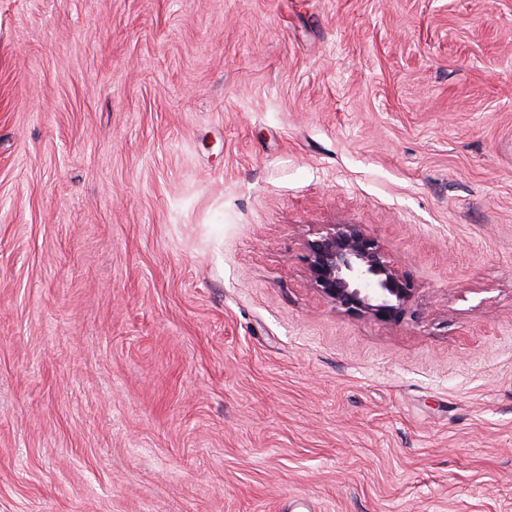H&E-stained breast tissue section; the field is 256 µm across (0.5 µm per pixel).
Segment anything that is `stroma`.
<instances>
[{"label":"stroma","mask_w":512,"mask_h":512,"mask_svg":"<svg viewBox=\"0 0 512 512\" xmlns=\"http://www.w3.org/2000/svg\"><path fill=\"white\" fill-rule=\"evenodd\" d=\"M0 512H512V0H0ZM309 279L336 310L396 322L416 288L364 224H324L305 244Z\"/></svg>","instance_id":"1"}]
</instances>
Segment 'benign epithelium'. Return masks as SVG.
I'll list each match as a JSON object with an SVG mask.
<instances>
[{
    "mask_svg": "<svg viewBox=\"0 0 512 512\" xmlns=\"http://www.w3.org/2000/svg\"><path fill=\"white\" fill-rule=\"evenodd\" d=\"M309 279L349 314L396 322L411 309L416 288L364 224H326L305 244Z\"/></svg>",
    "mask_w": 512,
    "mask_h": 512,
    "instance_id": "benign-epithelium-1",
    "label": "benign epithelium"
}]
</instances>
